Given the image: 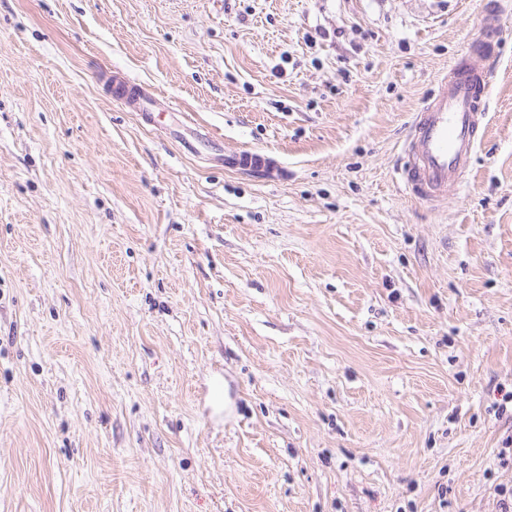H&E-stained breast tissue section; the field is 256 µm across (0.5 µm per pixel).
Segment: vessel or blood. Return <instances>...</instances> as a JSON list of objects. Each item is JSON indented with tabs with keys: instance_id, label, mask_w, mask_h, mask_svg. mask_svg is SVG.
I'll list each match as a JSON object with an SVG mask.
<instances>
[{
	"instance_id": "vessel-or-blood-1",
	"label": "vessel or blood",
	"mask_w": 512,
	"mask_h": 512,
	"mask_svg": "<svg viewBox=\"0 0 512 512\" xmlns=\"http://www.w3.org/2000/svg\"><path fill=\"white\" fill-rule=\"evenodd\" d=\"M499 7L483 0L477 32L467 50L454 58L420 112L415 113L398 170L400 188L411 198L432 204L457 193L472 168L485 127L484 107L490 94L487 80L498 64ZM118 98L139 112H166L172 102L159 93H143L126 79L114 78ZM232 166L268 172L266 153L246 151Z\"/></svg>"
}]
</instances>
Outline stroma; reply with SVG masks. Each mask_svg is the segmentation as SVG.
I'll return each instance as SVG.
<instances>
[{
  "mask_svg": "<svg viewBox=\"0 0 512 512\" xmlns=\"http://www.w3.org/2000/svg\"><path fill=\"white\" fill-rule=\"evenodd\" d=\"M501 2L485 140L432 209L395 171L480 0H0V512H496ZM113 88L116 96L137 112H158L156 116H160L162 112H169L174 108L172 102L164 95L154 92L145 94L142 89L124 78L115 77ZM230 163L233 167L268 173L271 168L272 160L271 157L264 152L246 151L232 158Z\"/></svg>",
  "mask_w": 512,
  "mask_h": 512,
  "instance_id": "stroma-1",
  "label": "stroma"
}]
</instances>
